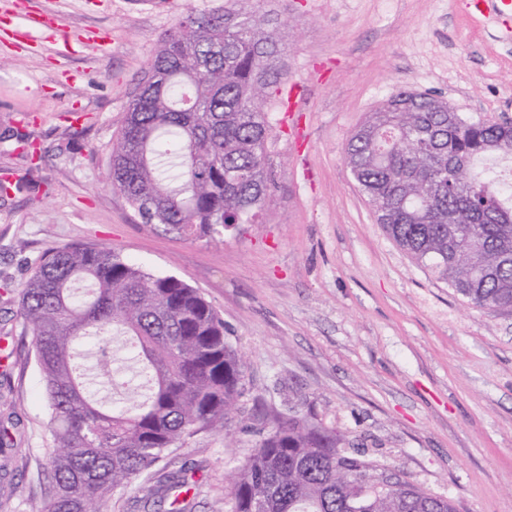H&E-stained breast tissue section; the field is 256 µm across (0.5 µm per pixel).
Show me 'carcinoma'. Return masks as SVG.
Here are the masks:
<instances>
[{"label":"carcinoma","instance_id":"carcinoma-1","mask_svg":"<svg viewBox=\"0 0 512 512\" xmlns=\"http://www.w3.org/2000/svg\"><path fill=\"white\" fill-rule=\"evenodd\" d=\"M281 35L265 13H189L138 80L112 141L111 184L144 224L216 238L253 224L269 199L271 123L264 104L283 82ZM512 126L448 111L402 90L355 131L345 161L378 223L411 259L489 315L512 314ZM60 452L38 512H99L170 448L222 431L242 395L244 362L200 291L107 246L45 253L19 291ZM129 343L139 380L112 367V338ZM98 345L108 406L81 373ZM226 512H457L447 498L393 478L335 428L298 410L259 431Z\"/></svg>","mask_w":512,"mask_h":512}]
</instances>
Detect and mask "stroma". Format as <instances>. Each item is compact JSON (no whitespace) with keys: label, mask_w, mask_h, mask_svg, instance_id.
Instances as JSON below:
<instances>
[{"label":"stroma","mask_w":512,"mask_h":512,"mask_svg":"<svg viewBox=\"0 0 512 512\" xmlns=\"http://www.w3.org/2000/svg\"><path fill=\"white\" fill-rule=\"evenodd\" d=\"M225 0H0L49 12L59 32L0 36V171L35 190L0 197V512H38L51 480L42 373L17 292L53 248L107 246L198 288L244 361L220 432L170 449L101 512H144L146 487L184 476L191 512H224L228 479L259 436L255 405L300 398L323 425L459 512H512V314L488 316L417 265L378 224L345 163L349 139L391 94L443 97L467 117L512 119V14L488 0H248L281 24L298 112L265 109L275 190L223 242L141 223L109 180L136 84L189 12ZM112 38L107 52L84 44Z\"/></svg>","instance_id":"1"}]
</instances>
